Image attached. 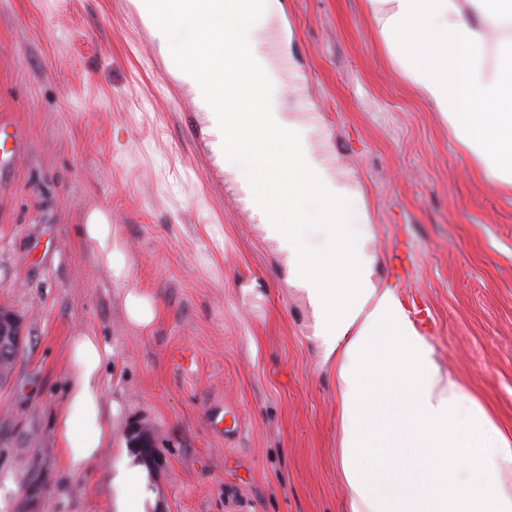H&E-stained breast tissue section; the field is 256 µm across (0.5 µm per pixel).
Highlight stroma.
I'll use <instances>...</instances> for the list:
<instances>
[{
	"label": "stroma",
	"mask_w": 512,
	"mask_h": 512,
	"mask_svg": "<svg viewBox=\"0 0 512 512\" xmlns=\"http://www.w3.org/2000/svg\"><path fill=\"white\" fill-rule=\"evenodd\" d=\"M161 33L112 0H0V306L24 344L0 383V512H116L122 461L143 467L147 512H346L336 468V363L301 292L212 149L188 133L153 68ZM251 41L281 74L286 114L355 195L373 278L395 233L416 266L405 292L433 319L442 372L512 431V186L487 184L379 43L363 0H273ZM106 212L128 258L113 280L78 233ZM155 302L145 330L123 298ZM110 350L112 439L84 471L56 436L70 336ZM234 412L239 432L208 414ZM143 425L160 458L130 444ZM43 485L38 501L31 485Z\"/></svg>",
	"instance_id": "obj_1"
}]
</instances>
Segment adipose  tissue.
<instances>
[{"instance_id": "1", "label": "adipose tissue", "mask_w": 512, "mask_h": 512, "mask_svg": "<svg viewBox=\"0 0 512 512\" xmlns=\"http://www.w3.org/2000/svg\"><path fill=\"white\" fill-rule=\"evenodd\" d=\"M192 24L167 45L186 59L238 48L260 79V100L239 96L224 112L219 150L246 203L306 295L325 355L336 358L338 468L347 512H512V437L473 393L444 375L434 349L397 294L377 287L367 237L352 221L351 189L335 178L289 123L278 79L253 49L249 26L271 0H181ZM389 56L441 113L483 178L512 185V0H364ZM284 182L285 192L255 185ZM79 234L115 279L127 270L107 213L92 211ZM108 350L79 333L66 349V406L57 420L69 468L94 461L112 432L103 400Z\"/></svg>"}]
</instances>
